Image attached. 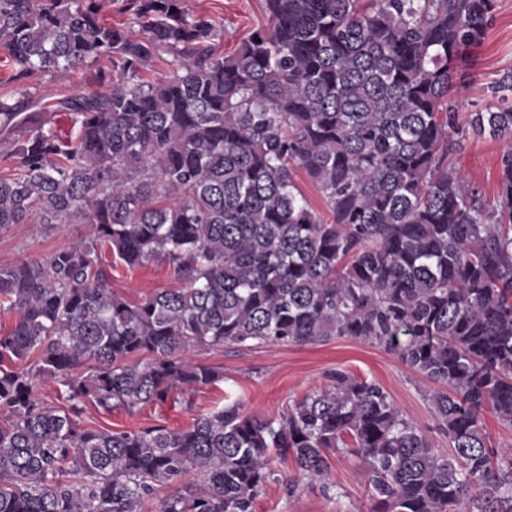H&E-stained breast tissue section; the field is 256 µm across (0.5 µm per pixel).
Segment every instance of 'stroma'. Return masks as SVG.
Masks as SVG:
<instances>
[{
	"mask_svg": "<svg viewBox=\"0 0 512 512\" xmlns=\"http://www.w3.org/2000/svg\"><path fill=\"white\" fill-rule=\"evenodd\" d=\"M191 10L224 19L220 53L232 52L256 26L264 24L262 0H187ZM466 80L458 92L464 110L485 106L487 85L512 68V0H498L496 19L485 40L467 49ZM95 66L80 74L58 71L34 80L33 92L61 98L95 90ZM505 145L491 139L464 141L454 163L463 180L494 198L499 183V158ZM89 231L82 218L68 224H44L32 220L0 231V264L39 260L54 251L83 240ZM165 263L150 262L130 269L116 266L112 289L136 302L156 291L172 287ZM193 357L203 364H219L224 380L197 392L177 393L166 403L147 405L134 414L105 412L86 405L82 415L86 427L132 431L158 422L174 430L190 426L199 413L238 402L247 414L279 415L289 402L319 390L328 373L340 369L378 383L404 417L423 429L434 448L447 451L448 438L439 429L426 399L430 383L404 366L383 348L366 341L336 338L314 344L227 345L218 350H197ZM278 481L269 483L256 500L255 512H373L375 501L368 477L358 459L341 455L332 462L331 489L307 479L299 481L295 493H288V477L297 476L294 463L279 464Z\"/></svg>",
	"mask_w": 512,
	"mask_h": 512,
	"instance_id": "1",
	"label": "stroma"
}]
</instances>
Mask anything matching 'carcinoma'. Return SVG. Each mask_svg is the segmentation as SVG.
Segmentation results:
<instances>
[{"label": "carcinoma", "mask_w": 512, "mask_h": 512, "mask_svg": "<svg viewBox=\"0 0 512 512\" xmlns=\"http://www.w3.org/2000/svg\"><path fill=\"white\" fill-rule=\"evenodd\" d=\"M496 0H264L230 54L223 19L183 0H0V231L79 215V244L0 265V512H255L272 462L329 479L351 447L375 512H512V69L496 103L459 112L463 52ZM164 74L153 73L161 53ZM98 66L99 89L48 103L29 81ZM64 112L69 133L54 128ZM502 141L489 201L458 138ZM299 167L326 201L316 212ZM112 261L105 264L102 254ZM167 263L178 287L130 302L110 269ZM376 343L440 385L448 453L373 381L338 370L279 416L230 404L191 426L92 429L90 403L133 414L224 380L192 351ZM63 388V406L38 397ZM193 474L199 481L186 480ZM483 425L493 446L512 448V429L502 425L493 412L484 414Z\"/></svg>", "instance_id": "obj_1"}]
</instances>
